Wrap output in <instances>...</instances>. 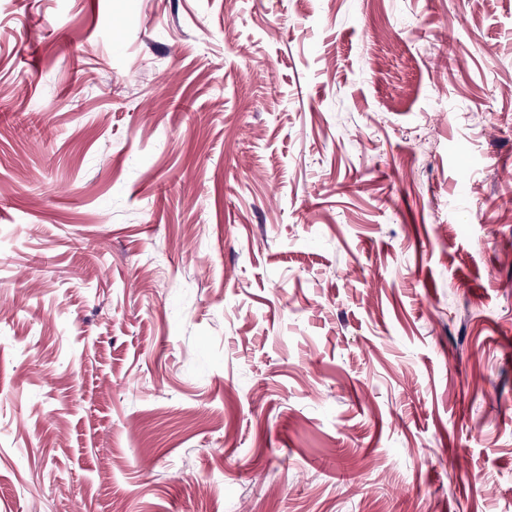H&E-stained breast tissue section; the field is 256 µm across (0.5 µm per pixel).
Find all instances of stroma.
<instances>
[{"label":"stroma","mask_w":512,"mask_h":512,"mask_svg":"<svg viewBox=\"0 0 512 512\" xmlns=\"http://www.w3.org/2000/svg\"><path fill=\"white\" fill-rule=\"evenodd\" d=\"M0 512H512V0H0Z\"/></svg>","instance_id":"obj_1"}]
</instances>
